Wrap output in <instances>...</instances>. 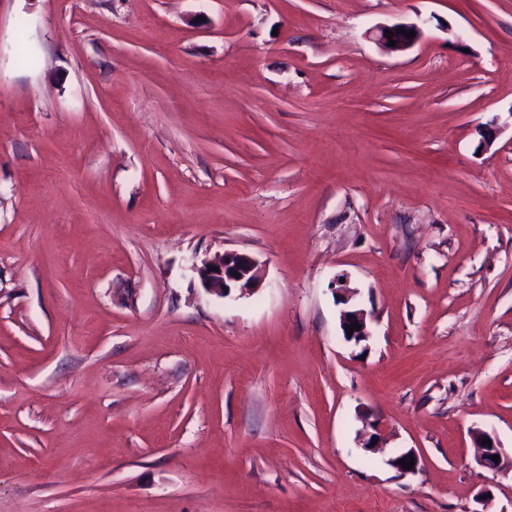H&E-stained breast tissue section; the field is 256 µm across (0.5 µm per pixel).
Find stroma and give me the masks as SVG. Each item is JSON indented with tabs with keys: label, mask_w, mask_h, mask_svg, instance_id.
I'll list each match as a JSON object with an SVG mask.
<instances>
[{
	"label": "stroma",
	"mask_w": 512,
	"mask_h": 512,
	"mask_svg": "<svg viewBox=\"0 0 512 512\" xmlns=\"http://www.w3.org/2000/svg\"><path fill=\"white\" fill-rule=\"evenodd\" d=\"M508 52L512 0H0V512H512ZM398 28H402V30H406L407 32L415 31V36L411 38H406V34L398 31ZM385 30H391L393 36L391 39L396 41L394 47H389V40L385 36ZM423 35L422 27L417 24H409V25H392V26H381L376 29V42L385 50L390 52H399L405 51L411 47H413L416 43L420 41ZM209 266L217 271L209 270ZM203 289L211 295L224 298L232 290L240 294L254 293L261 281L259 262L252 256L237 251H225L213 258L192 264ZM236 270L237 275L232 274ZM334 290L335 293L340 292V303L349 305L347 309L340 313V326L345 340L353 342L355 345L367 341L370 336H372L369 325L371 315L363 308H360L356 303L350 304L353 297L356 295L354 291H350L347 288H334ZM351 324H359L360 328L355 329L352 336H348L347 326L351 328ZM489 440L491 442V445H484L483 441ZM478 442V448H481V453L478 458L479 465L483 468L493 472L497 473L501 471L504 467V464L506 463L509 467L512 468V458L508 460L506 456L504 455L503 449L500 448L497 443L494 441V439L486 433H479L477 437ZM493 455L499 456V461L495 462L492 460ZM506 459V461H505Z\"/></svg>",
	"instance_id": "35a3bbf8"
}]
</instances>
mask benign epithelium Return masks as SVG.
<instances>
[{
  "instance_id": "obj_1",
  "label": "benign epithelium",
  "mask_w": 512,
  "mask_h": 512,
  "mask_svg": "<svg viewBox=\"0 0 512 512\" xmlns=\"http://www.w3.org/2000/svg\"><path fill=\"white\" fill-rule=\"evenodd\" d=\"M391 30L392 38L385 36V30ZM415 32V36L408 38L401 30ZM423 35L422 27L417 24L404 25L398 27L392 25L390 27L381 26L376 29V42L385 50L390 52L405 51L413 47L420 41ZM396 41L395 46H389V40ZM192 270L197 275L203 289L218 297H225L233 290H237L240 294H250L254 292L261 281V268L259 262L252 256L237 251H226L216 255L210 259H205L201 263L192 264ZM340 294L341 303L347 306V309L340 313V326L342 332H347V326L358 324L360 328L353 331V334L345 336V340L356 345L367 341L372 336L370 330V318L364 309L353 303L355 292L347 289H335ZM489 440L491 444L485 445L483 441ZM478 447L481 453L478 458L479 465L483 468L497 473L504 466L512 468V459H506L503 449L496 442L492 441V437L486 433H480L477 437ZM499 456V461L492 460V456Z\"/></svg>"
}]
</instances>
